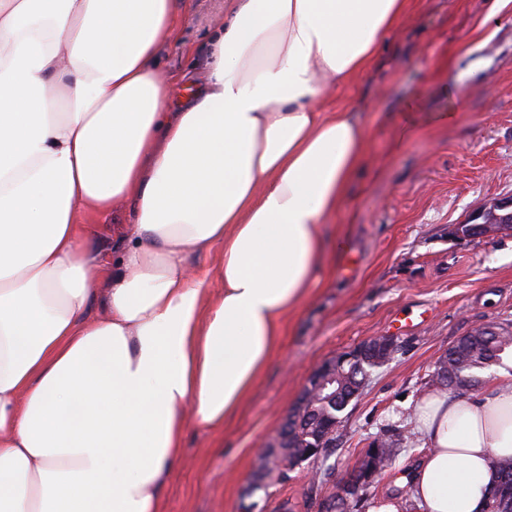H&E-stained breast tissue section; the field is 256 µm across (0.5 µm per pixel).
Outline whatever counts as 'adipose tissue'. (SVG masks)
I'll use <instances>...</instances> for the list:
<instances>
[{
  "label": "adipose tissue",
  "instance_id": "obj_1",
  "mask_svg": "<svg viewBox=\"0 0 512 512\" xmlns=\"http://www.w3.org/2000/svg\"><path fill=\"white\" fill-rule=\"evenodd\" d=\"M408 0H231L180 112L154 66L178 0H0V512H162L186 413L223 427L281 320L348 243L321 226L368 132L322 112ZM128 201L119 271L84 213ZM223 250L224 291L190 251ZM104 316L86 320L92 295ZM420 512H482L512 457V376L416 411Z\"/></svg>",
  "mask_w": 512,
  "mask_h": 512
}]
</instances>
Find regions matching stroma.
<instances>
[{
    "label": "stroma",
    "mask_w": 512,
    "mask_h": 512,
    "mask_svg": "<svg viewBox=\"0 0 512 512\" xmlns=\"http://www.w3.org/2000/svg\"><path fill=\"white\" fill-rule=\"evenodd\" d=\"M225 0H186L170 43L156 55L177 100L205 80L199 67ZM466 97L457 100L456 89ZM323 109L354 112L368 128L367 162L349 197L322 227L349 248L317 272L283 322L282 348L223 429L189 419L162 512H243L257 450L329 358L379 336L398 349L342 415L336 439L289 472L260 501L262 512H319L321 501L366 448L389 435L402 444L368 498L398 497L406 471L427 452L416 406L437 392L438 358L475 326L512 320V230L459 238L455 225L512 195V0H410L371 64L332 90ZM456 118L441 123L439 113ZM89 247L111 266L132 223L130 205L85 216Z\"/></svg>",
    "instance_id": "obj_1"
}]
</instances>
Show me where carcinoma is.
<instances>
[{
    "mask_svg": "<svg viewBox=\"0 0 512 512\" xmlns=\"http://www.w3.org/2000/svg\"><path fill=\"white\" fill-rule=\"evenodd\" d=\"M512 355V321L505 319L497 325H480L459 338L440 356L437 364L448 371L447 383L440 387L454 393L470 392L484 382L485 374L494 367L503 365L504 357ZM375 365L346 363L336 380V393L316 391L309 399L304 417L294 429L288 452L271 456L262 452L259 468L278 470L288 475L291 468L310 461L304 456L309 448L327 449L334 439L330 432L341 423V415L355 397L346 390L349 375L360 376L373 372ZM400 439L387 437L379 441L373 467L380 474L395 459V448ZM495 481L494 494L487 497L484 512H512V458L492 460Z\"/></svg>",
    "mask_w": 512,
    "mask_h": 512,
    "instance_id": "carcinoma-1",
    "label": "carcinoma"
}]
</instances>
